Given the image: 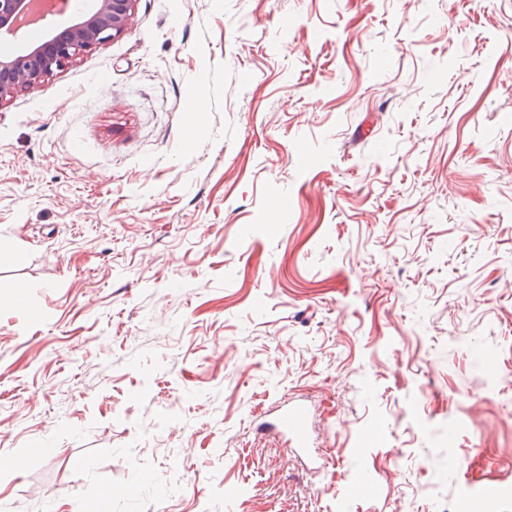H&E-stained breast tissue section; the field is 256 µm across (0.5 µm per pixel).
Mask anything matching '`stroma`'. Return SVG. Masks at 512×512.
Instances as JSON below:
<instances>
[{"instance_id": "stroma-1", "label": "stroma", "mask_w": 512, "mask_h": 512, "mask_svg": "<svg viewBox=\"0 0 512 512\" xmlns=\"http://www.w3.org/2000/svg\"><path fill=\"white\" fill-rule=\"evenodd\" d=\"M0 241V512H512V0H136ZM273 429L288 436L293 442L292 451L296 453L308 452V431L310 426V412L303 402H293L281 409L274 420L267 423Z\"/></svg>"}]
</instances>
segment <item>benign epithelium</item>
<instances>
[{
    "label": "benign epithelium",
    "instance_id": "1",
    "mask_svg": "<svg viewBox=\"0 0 512 512\" xmlns=\"http://www.w3.org/2000/svg\"><path fill=\"white\" fill-rule=\"evenodd\" d=\"M135 0H81L78 18L64 27L50 25L69 12L68 0H55L40 20L34 44L0 57V101L30 88L70 65L82 53L120 34L130 23ZM33 0H0V35H17Z\"/></svg>",
    "mask_w": 512,
    "mask_h": 512
}]
</instances>
